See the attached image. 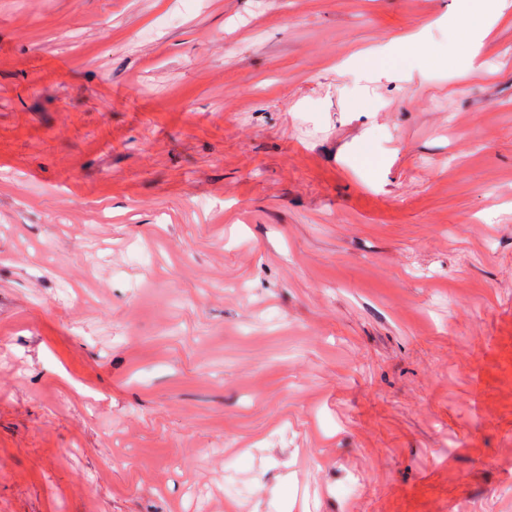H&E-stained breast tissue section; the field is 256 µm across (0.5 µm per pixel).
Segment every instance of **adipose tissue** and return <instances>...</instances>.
<instances>
[{
	"label": "adipose tissue",
	"instance_id": "ef3b65f1",
	"mask_svg": "<svg viewBox=\"0 0 512 512\" xmlns=\"http://www.w3.org/2000/svg\"><path fill=\"white\" fill-rule=\"evenodd\" d=\"M457 8L453 14L443 16L448 26H456L466 15L480 14L479 25L466 29L463 33L461 49H453L449 57L457 71L464 74L481 72L485 66L484 41L494 25L504 16L512 14V0H456ZM426 43L422 33H414L400 39L380 45L366 56L358 58V66L371 68L376 64L395 60L399 57L414 59L425 53Z\"/></svg>",
	"mask_w": 512,
	"mask_h": 512
}]
</instances>
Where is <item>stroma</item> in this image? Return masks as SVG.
I'll return each instance as SVG.
<instances>
[{
  "label": "stroma",
  "instance_id": "1",
  "mask_svg": "<svg viewBox=\"0 0 512 512\" xmlns=\"http://www.w3.org/2000/svg\"><path fill=\"white\" fill-rule=\"evenodd\" d=\"M455 7L0 0V512H512V17L343 66ZM456 2L457 8L453 14L425 24L423 29L414 34L380 45L366 56L358 58L357 62L350 64L373 68L377 63L384 64L398 57L420 58L426 49V43L423 40L426 28L433 24L444 23L452 29L464 16L479 13L482 22L473 28L464 30L461 49H450L449 57L456 70L462 74L481 72L486 66L483 52L484 41L494 25L502 17L510 14L512 2L510 0H456Z\"/></svg>",
  "mask_w": 512,
  "mask_h": 512
}]
</instances>
